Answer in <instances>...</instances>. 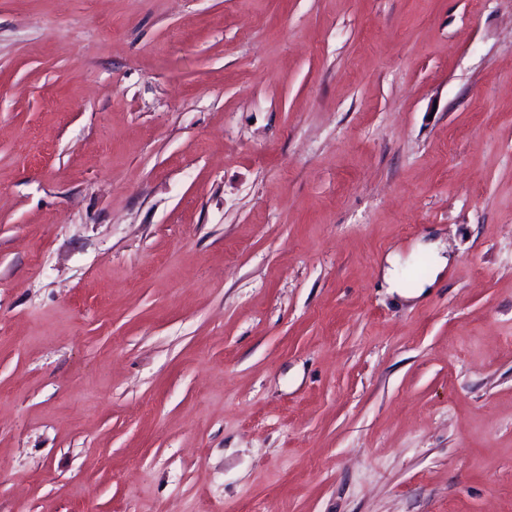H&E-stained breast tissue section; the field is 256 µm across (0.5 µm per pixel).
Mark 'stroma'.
I'll return each mask as SVG.
<instances>
[{"label":"stroma","mask_w":512,"mask_h":512,"mask_svg":"<svg viewBox=\"0 0 512 512\" xmlns=\"http://www.w3.org/2000/svg\"><path fill=\"white\" fill-rule=\"evenodd\" d=\"M259 505L512 512V0H0V512ZM419 247L430 249L434 252L433 255V265H434V274L432 278L420 282L415 288H412L410 291L402 290L398 284V266L401 261V256L397 252L389 253L385 262L387 266H384L382 269V278L385 283L388 285V288L392 293H397L408 300H416L421 298L423 295L428 294L429 290L433 287L436 282L437 277L443 273L446 266L449 264L448 256L442 254L443 250L439 247L438 242H429V243H418Z\"/></svg>","instance_id":"35a3bbf8"}]
</instances>
